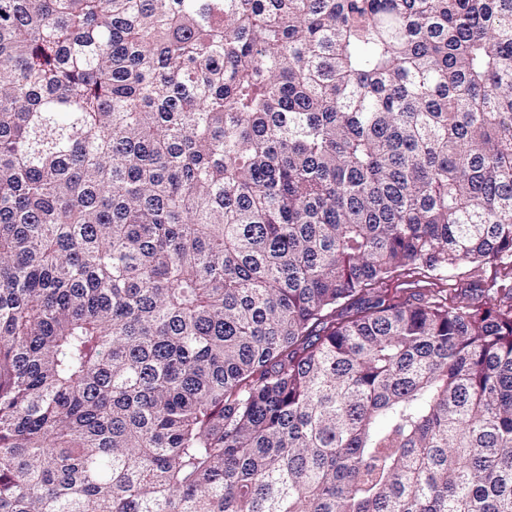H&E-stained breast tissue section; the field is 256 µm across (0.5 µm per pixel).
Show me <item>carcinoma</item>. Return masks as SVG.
<instances>
[{
    "label": "carcinoma",
    "instance_id": "carcinoma-1",
    "mask_svg": "<svg viewBox=\"0 0 512 512\" xmlns=\"http://www.w3.org/2000/svg\"><path fill=\"white\" fill-rule=\"evenodd\" d=\"M512 0H0V512H512ZM504 262L508 263L509 261ZM505 263L495 262L480 266H477V264L464 265L457 270L449 272L447 280L438 282L443 283L442 286L444 288H456L458 289V293L462 292V294L466 288L472 287L471 284L478 278L477 276H480L479 278L488 283L492 280H496L498 284L508 285L512 283V264Z\"/></svg>",
    "mask_w": 512,
    "mask_h": 512
}]
</instances>
